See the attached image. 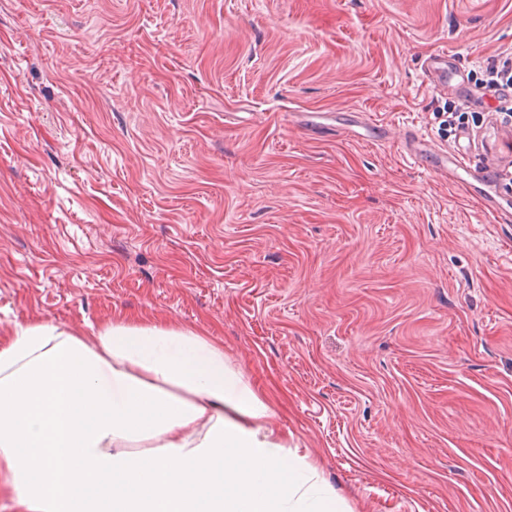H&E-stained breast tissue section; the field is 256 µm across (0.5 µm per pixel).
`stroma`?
Instances as JSON below:
<instances>
[{"instance_id": "obj_1", "label": "stroma", "mask_w": 512, "mask_h": 512, "mask_svg": "<svg viewBox=\"0 0 512 512\" xmlns=\"http://www.w3.org/2000/svg\"><path fill=\"white\" fill-rule=\"evenodd\" d=\"M510 50L512 0H0V337L194 329L351 512H512V223L406 149Z\"/></svg>"}]
</instances>
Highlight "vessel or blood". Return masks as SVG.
<instances>
[{
	"label": "vessel or blood",
	"instance_id": "obj_1",
	"mask_svg": "<svg viewBox=\"0 0 512 512\" xmlns=\"http://www.w3.org/2000/svg\"><path fill=\"white\" fill-rule=\"evenodd\" d=\"M458 139L462 143L461 149L436 152L427 140L415 135L411 138L408 153L424 169L447 173L466 194L483 196L484 210L494 221L512 219V207L501 204L489 193L490 188L502 183L507 171L512 170V129L491 123L477 133L460 131ZM475 147L486 156L483 171L476 174L465 166L466 154Z\"/></svg>",
	"mask_w": 512,
	"mask_h": 512
}]
</instances>
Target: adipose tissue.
<instances>
[{
  "mask_svg": "<svg viewBox=\"0 0 512 512\" xmlns=\"http://www.w3.org/2000/svg\"><path fill=\"white\" fill-rule=\"evenodd\" d=\"M274 413L188 328L49 321L0 340V492L13 512H336Z\"/></svg>",
  "mask_w": 512,
  "mask_h": 512,
  "instance_id": "ef3b65f1",
  "label": "adipose tissue"
}]
</instances>
